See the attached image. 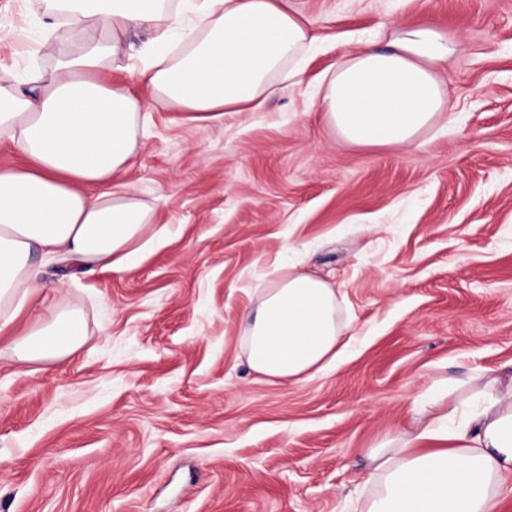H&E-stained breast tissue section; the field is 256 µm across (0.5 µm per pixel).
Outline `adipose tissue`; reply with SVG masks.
<instances>
[{"label":"adipose tissue","instance_id":"ef3b65f1","mask_svg":"<svg viewBox=\"0 0 512 512\" xmlns=\"http://www.w3.org/2000/svg\"><path fill=\"white\" fill-rule=\"evenodd\" d=\"M70 49L47 71L0 82V141L27 159L0 168V334L11 336L27 304L45 288L33 254L87 271L121 272L162 246L152 206L117 175L131 164L142 103L106 70L121 62L130 28L152 33V49L127 64L168 107L209 122L259 109L281 77L300 84L317 21L294 0H48ZM98 27L100 39L87 37ZM452 51L447 35L408 26L387 49L368 47L337 62L318 109L343 142L401 147L448 109L437 67ZM107 192L86 194V187ZM251 369L299 382L341 357L336 292L296 264L245 310ZM89 340L75 309L57 308L13 338L23 363L57 362ZM456 381L428 403L413 431L369 453L378 483L366 512H501L512 476V381L490 378L467 409L452 402Z\"/></svg>","mask_w":512,"mask_h":512}]
</instances>
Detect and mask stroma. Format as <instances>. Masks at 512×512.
<instances>
[{
	"mask_svg": "<svg viewBox=\"0 0 512 512\" xmlns=\"http://www.w3.org/2000/svg\"><path fill=\"white\" fill-rule=\"evenodd\" d=\"M320 48L302 85L208 123L142 96L122 175L167 225L121 272L41 269L20 317L81 310L52 364L0 346V512H364L366 455L445 380L512 376V0H296ZM44 0H0V77L50 67ZM429 24L454 51L449 110L415 144L338 140L315 92L342 56ZM302 262L336 290L351 349L300 382L248 365L243 312Z\"/></svg>",
	"mask_w": 512,
	"mask_h": 512,
	"instance_id": "stroma-1",
	"label": "stroma"
}]
</instances>
